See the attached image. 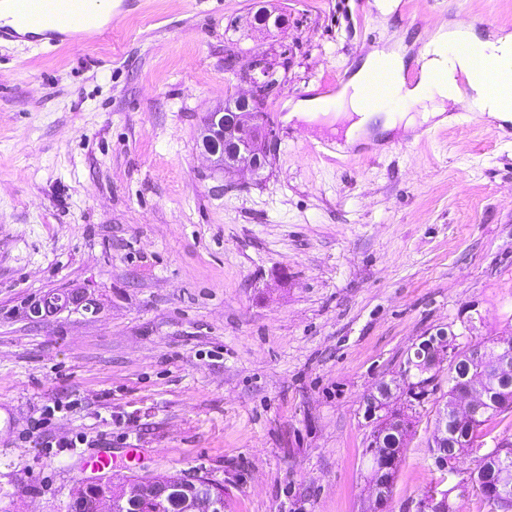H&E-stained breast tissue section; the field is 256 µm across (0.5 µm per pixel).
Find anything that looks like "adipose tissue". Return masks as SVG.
Wrapping results in <instances>:
<instances>
[{
	"label": "adipose tissue",
	"mask_w": 512,
	"mask_h": 512,
	"mask_svg": "<svg viewBox=\"0 0 512 512\" xmlns=\"http://www.w3.org/2000/svg\"><path fill=\"white\" fill-rule=\"evenodd\" d=\"M512 59V32L501 29L485 36L477 35L472 25L461 22L441 24L417 50L419 70L406 80V49H373L342 86L335 100L310 98L292 104L290 117L306 122L325 121L346 124L345 138L354 142L369 130L388 133L415 130L424 124H447L449 106L463 103L470 111L495 121L499 129L512 124V109L494 99L486 84L474 74V53ZM394 68L396 85L402 98L416 104V112H380L367 110L362 102L364 84L379 61Z\"/></svg>",
	"instance_id": "obj_1"
}]
</instances>
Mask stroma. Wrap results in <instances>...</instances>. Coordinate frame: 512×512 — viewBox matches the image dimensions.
I'll list each match as a JSON object with an SVG mask.
<instances>
[{"instance_id": "35a3bbf8", "label": "stroma", "mask_w": 512, "mask_h": 512, "mask_svg": "<svg viewBox=\"0 0 512 512\" xmlns=\"http://www.w3.org/2000/svg\"><path fill=\"white\" fill-rule=\"evenodd\" d=\"M451 19L512 31V0H137L107 41L0 38V512H67L101 451L204 476L224 512H367L366 394L436 328L512 332V135L457 119L350 146L288 103ZM257 56L275 148L224 177L198 129ZM83 288L97 313L27 318ZM447 391L416 408L390 512L435 477Z\"/></svg>"}]
</instances>
